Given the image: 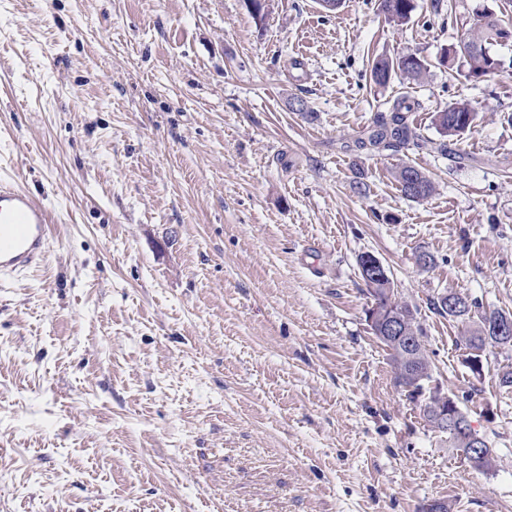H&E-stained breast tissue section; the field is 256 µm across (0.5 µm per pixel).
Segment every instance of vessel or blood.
Masks as SVG:
<instances>
[{
    "mask_svg": "<svg viewBox=\"0 0 512 512\" xmlns=\"http://www.w3.org/2000/svg\"><path fill=\"white\" fill-rule=\"evenodd\" d=\"M52 224L50 209L27 190L0 183V275L43 266Z\"/></svg>",
    "mask_w": 512,
    "mask_h": 512,
    "instance_id": "obj_1",
    "label": "vessel or blood"
}]
</instances>
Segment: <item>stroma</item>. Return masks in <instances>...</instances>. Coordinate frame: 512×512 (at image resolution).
Masks as SVG:
<instances>
[{"instance_id":"1","label":"stroma","mask_w":512,"mask_h":512,"mask_svg":"<svg viewBox=\"0 0 512 512\" xmlns=\"http://www.w3.org/2000/svg\"><path fill=\"white\" fill-rule=\"evenodd\" d=\"M415 4L396 25L378 0H269L261 22L245 0H0V178L57 218L45 265L0 283V512H512V352L473 374L477 318L429 305L512 313V42L478 81L437 63L477 12L512 28V0ZM407 53L423 79L373 82ZM401 96L435 142L469 101L466 159L357 148ZM366 252L490 470L397 386ZM476 118V110L469 103L460 101L436 112L434 122L443 137L458 138L471 129ZM412 177H414L422 187V191L419 193V196L410 195L407 191L406 182ZM394 178L399 184L400 190L404 196L412 201H423L427 199L432 195L435 189L431 179L425 173L411 165H402L398 167L394 173ZM361 254L358 257V264L363 258L359 272L362 277V281L366 288H370L371 292L375 294L379 293V289H383L387 294L390 292V288H393L392 279L389 276L388 269L384 263L375 255L369 253L364 257Z\"/></svg>"}]
</instances>
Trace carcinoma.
Instances as JSON below:
<instances>
[{
    "label": "carcinoma",
    "mask_w": 512,
    "mask_h": 512,
    "mask_svg": "<svg viewBox=\"0 0 512 512\" xmlns=\"http://www.w3.org/2000/svg\"><path fill=\"white\" fill-rule=\"evenodd\" d=\"M379 7L388 21L397 25L407 22L415 8L413 0H379ZM512 39V29L504 27L498 17L488 11L475 14L472 23L458 45L443 51L441 63L453 65L456 57L463 58L467 71L465 77L478 80L495 73L501 65L500 60L492 53V47L505 40ZM426 62L415 54H402L395 58L381 57L373 62L372 78L378 85H385L394 76L417 80L426 72ZM414 104L403 97L394 102L390 115L382 118L367 139H360V148L371 146L378 150H396L410 144L421 148L429 140L417 134L408 123L407 113L413 111ZM477 118L476 110L467 102L460 101L448 104L436 113L435 125L444 137H460L474 125ZM405 197L412 201H423L434 192L431 179L419 169L411 165H402L394 173ZM417 180L422 191L419 195H411L407 191V181ZM393 309L406 318L409 335L413 338V353L422 369V377H431L432 365L424 346V331L417 321V310L407 301L390 294L388 297ZM511 319L512 315L498 310H483L479 315L477 328L465 337L466 347L472 351L484 352L487 348L512 350L511 340H498L489 331V324L496 320ZM390 358L397 369L396 384L408 392V395L420 393L421 384L404 374V356L400 347L385 343Z\"/></svg>",
    "instance_id": "carcinoma-1"
}]
</instances>
